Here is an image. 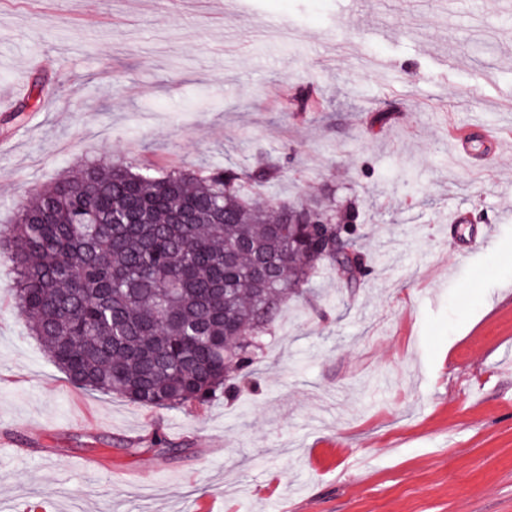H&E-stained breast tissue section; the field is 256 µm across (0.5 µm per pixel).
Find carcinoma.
I'll return each instance as SVG.
<instances>
[{"label": "carcinoma", "instance_id": "1", "mask_svg": "<svg viewBox=\"0 0 512 512\" xmlns=\"http://www.w3.org/2000/svg\"><path fill=\"white\" fill-rule=\"evenodd\" d=\"M275 172L90 163L34 189L0 239L15 304L73 386L146 409L231 396L321 267L370 274L352 202H254ZM347 252L336 255V237Z\"/></svg>", "mask_w": 512, "mask_h": 512}]
</instances>
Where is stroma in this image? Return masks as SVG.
<instances>
[{
    "instance_id": "1",
    "label": "stroma",
    "mask_w": 512,
    "mask_h": 512,
    "mask_svg": "<svg viewBox=\"0 0 512 512\" xmlns=\"http://www.w3.org/2000/svg\"><path fill=\"white\" fill-rule=\"evenodd\" d=\"M0 92L1 230L88 160L262 151L255 197L358 199L372 268L289 300L255 390L149 410L68 382L1 255L0 512H512V0H0Z\"/></svg>"
}]
</instances>
